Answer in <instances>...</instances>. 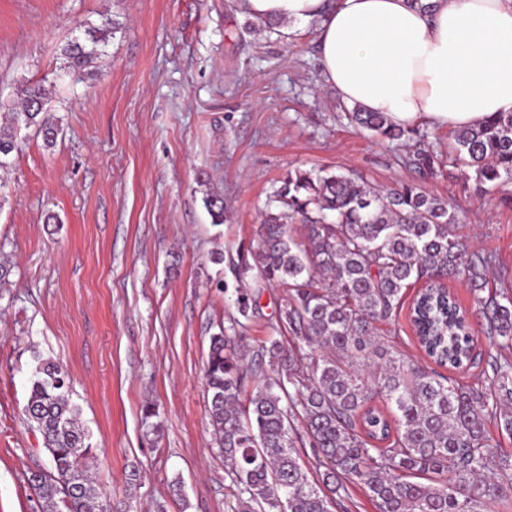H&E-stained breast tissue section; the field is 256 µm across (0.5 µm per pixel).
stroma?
Instances as JSON below:
<instances>
[{"label":"stroma","mask_w":512,"mask_h":512,"mask_svg":"<svg viewBox=\"0 0 512 512\" xmlns=\"http://www.w3.org/2000/svg\"><path fill=\"white\" fill-rule=\"evenodd\" d=\"M121 29L83 81L60 51L106 19ZM237 0H0V122L40 83L59 127L34 130L0 169V512H41L30 483L50 458L24 419L38 359L63 363L96 457L92 477L122 512H226L224 457L207 416L210 337L235 315L230 261L254 241L288 169L337 168L371 186L421 181L458 209V234L512 283V207L477 199L460 171L422 179L358 131L320 76L317 36L249 31ZM224 199L214 224L206 195ZM223 253L224 263L212 255ZM448 286L481 355L494 346L464 280ZM405 307L382 333L423 360ZM152 402L159 435L146 434Z\"/></svg>","instance_id":"stroma-1"}]
</instances>
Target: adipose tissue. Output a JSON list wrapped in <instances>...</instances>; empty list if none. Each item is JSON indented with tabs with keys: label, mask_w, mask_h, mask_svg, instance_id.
Instances as JSON below:
<instances>
[{
	"label": "adipose tissue",
	"mask_w": 512,
	"mask_h": 512,
	"mask_svg": "<svg viewBox=\"0 0 512 512\" xmlns=\"http://www.w3.org/2000/svg\"><path fill=\"white\" fill-rule=\"evenodd\" d=\"M238 0L256 21L315 25L325 82L393 124L465 127L512 112V0Z\"/></svg>",
	"instance_id": "ef3b65f1"
}]
</instances>
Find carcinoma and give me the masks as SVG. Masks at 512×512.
<instances>
[{"label":"carcinoma","mask_w":512,"mask_h":512,"mask_svg":"<svg viewBox=\"0 0 512 512\" xmlns=\"http://www.w3.org/2000/svg\"><path fill=\"white\" fill-rule=\"evenodd\" d=\"M118 28L110 20L86 34L96 46ZM94 54L77 39L67 42L58 76L80 81ZM47 101L43 85L28 87L20 111L0 125V168L18 149L21 123L53 142ZM341 109L383 141L425 138L380 112ZM452 137L454 156L420 148L406 164L428 174L458 165L479 199L512 184V112L456 128ZM204 205L213 223H224L222 196L211 194ZM457 224L455 208L418 183L377 191L350 171H288L256 228L257 246L232 270L241 282L284 288L278 326L289 344L229 334L255 316L252 288L237 290V315L210 337L207 411L224 453L227 512H333L353 484L376 512H503L512 458L495 454L488 424L512 434V360L492 358V387L464 385L392 350L378 327L396 315L410 281L423 279L411 307L418 343L435 364L462 368L474 339L466 313L442 291L460 277L477 294L499 348L512 349V294L481 295L496 257L470 250ZM70 384L67 369L51 359L31 380L25 419L51 457L50 468L33 476L34 489L45 512H110L89 475L91 434L69 399ZM376 398L387 411L371 405ZM307 448L324 467L315 475L302 463Z\"/></svg>","instance_id":"1"}]
</instances>
